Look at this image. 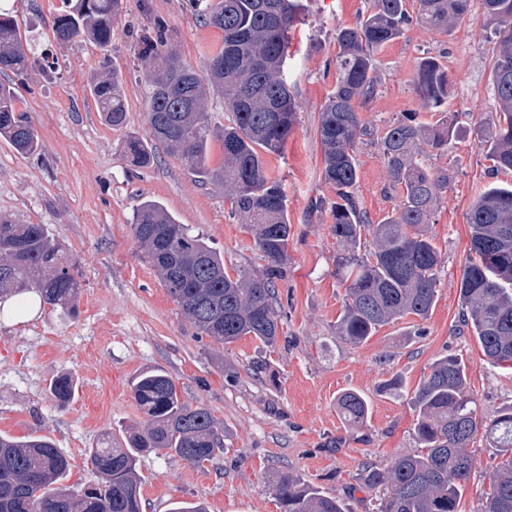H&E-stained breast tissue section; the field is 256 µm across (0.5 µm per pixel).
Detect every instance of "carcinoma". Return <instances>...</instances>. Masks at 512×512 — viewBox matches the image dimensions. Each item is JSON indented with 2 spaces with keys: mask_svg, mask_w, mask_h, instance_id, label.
Listing matches in <instances>:
<instances>
[{
  "mask_svg": "<svg viewBox=\"0 0 512 512\" xmlns=\"http://www.w3.org/2000/svg\"><path fill=\"white\" fill-rule=\"evenodd\" d=\"M206 25L224 34L210 58L206 79L166 50L165 26L145 38L143 59L152 65L146 95L152 138L175 151L187 171L224 186L231 211L248 226L260 257L259 273L230 276L209 240L180 223L155 201L140 204L132 221L138 247L158 273L184 318L200 334L221 345L246 336L265 346L278 339L280 314L274 282L288 269V198L268 169L267 156L281 152L297 121V102L287 79L286 47L297 21L298 0H189ZM55 17L58 43L85 36L105 49L112 43V16L122 0H65ZM484 27L494 41L492 80L496 120L481 128L480 144L496 171L512 170V0H483ZM470 0H418L411 16L405 0H373L370 11L336 30V84L321 107L319 136L323 175L336 191L330 203V230L340 248L336 278L344 286L336 335L359 345L382 326L407 315L426 318L437 299L442 264L431 235L436 211L452 179L448 169L429 163L456 135L457 117L432 126L410 116L390 126L381 140L389 188L400 201L380 224H369L357 202L356 144L365 134L359 109L376 92V54L401 37L413 22L448 33L469 13ZM18 24L0 10V72H27L33 58L21 46ZM105 76L89 85L98 110L114 128L127 125L119 74L103 57ZM223 95L228 123L220 130L224 166L208 167L211 124L204 108L205 83ZM416 92L428 112L448 103L450 81L435 57L418 65ZM0 136L20 153L39 149L32 118L16 107L14 88L0 83ZM124 149L141 168L154 163L148 142L129 137ZM470 254L460 280L461 321L486 360L512 365V185H492L467 212ZM371 249H366V240ZM75 262L43 224H18L0 215V297L35 292L41 302L73 311L81 284ZM144 419L125 429V442L107 434L89 449L96 476L91 485L67 486L69 459L44 436L16 440L0 435V512H141L137 457L166 454L200 466L224 452V439L210 409L181 401L171 377L147 369L130 381ZM48 392L64 408L78 392L69 374L56 376ZM413 433L418 450L383 466L362 469L358 481L376 493L373 512H460L464 483L475 459L469 451L477 435L495 449L499 462L489 475L481 512H512V408L486 421L468 390L461 358L444 355L430 366L413 392ZM348 426L368 418L369 402L347 390L336 400ZM283 512H351L291 472L273 483Z\"/></svg>",
  "mask_w": 512,
  "mask_h": 512,
  "instance_id": "1",
  "label": "carcinoma"
}]
</instances>
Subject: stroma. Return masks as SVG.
<instances>
[{
    "label": "stroma",
    "instance_id": "35a3bbf8",
    "mask_svg": "<svg viewBox=\"0 0 512 512\" xmlns=\"http://www.w3.org/2000/svg\"><path fill=\"white\" fill-rule=\"evenodd\" d=\"M290 32L288 82L299 105L297 122L280 154L268 165L288 197V273L277 281L281 330L275 348L253 338L221 346L197 334L184 319L135 242L131 220L146 200L162 204L180 223L203 232L224 258L227 271L256 272L263 261L252 235L230 214L222 186L198 181L179 156L155 144V163L134 167L123 143L149 139L142 40L164 22L167 46L198 75H206L222 33L204 25L184 0H123L112 19L109 51L88 38L63 46L53 20L64 0H0L16 19L35 56L23 80L11 73L16 105L30 113L41 149L25 157L0 138V214L22 224L46 225L76 262L82 284L74 316L49 305L20 324L0 320V433H32L54 440L70 461V484L94 482L87 451L104 433L121 434L138 420L129 382L141 370L160 368L175 381L181 400L210 408L224 437V451L193 466L168 455L140 456L143 512H169L176 500L204 502L208 512H276L269 480L279 470L297 473L331 496L349 500L352 512H369L357 487L363 467L383 465L417 448L411 398L432 362L457 355L468 367L478 413L493 417L512 406V370L484 361L478 342L460 323L458 282L470 254L467 211L493 184L512 183V171L492 173L476 127L495 113L493 44L483 29L482 0L452 32L418 25L376 55L379 87L361 108L369 133L357 145V197L370 223L397 204L387 193L380 151L389 126L403 115L436 122L415 91L423 57L448 68L449 113L457 133L438 167L452 181L435 214L432 233L441 253L437 301L427 319L405 317L385 325L360 345L336 336L344 288L333 260L338 252L322 201L334 191L323 177L318 121L336 84V30L364 16L371 0H301ZM121 75L126 127L105 122L88 90L103 55ZM73 375L78 394L61 408L48 393L50 380ZM399 377L402 390L384 394L382 381ZM354 390L370 405L358 429L341 418L336 399ZM470 449L477 461L462 498L463 512H480L494 451L483 439Z\"/></svg>",
    "mask_w": 512,
    "mask_h": 512
}]
</instances>
